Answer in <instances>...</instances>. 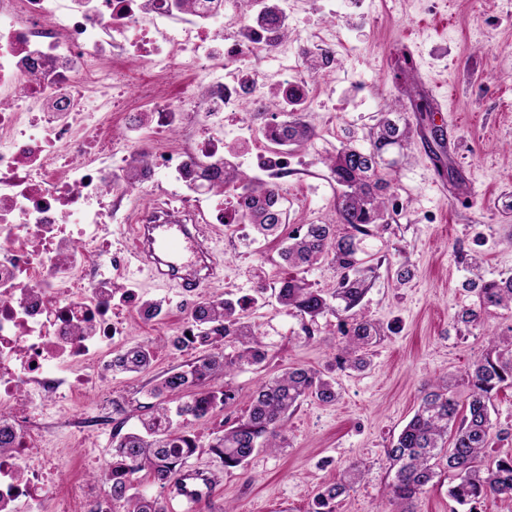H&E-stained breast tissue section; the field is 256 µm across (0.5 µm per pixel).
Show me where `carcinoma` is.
Listing matches in <instances>:
<instances>
[{
	"label": "carcinoma",
	"mask_w": 512,
	"mask_h": 512,
	"mask_svg": "<svg viewBox=\"0 0 512 512\" xmlns=\"http://www.w3.org/2000/svg\"><path fill=\"white\" fill-rule=\"evenodd\" d=\"M414 120L384 115L369 135V146L348 137L336 154L327 158V167L337 185L343 187L336 200L339 223L347 231L336 234L332 224H309L304 233L288 235L282 260L303 273L318 260L328 257L340 272L338 286L331 296L309 286L304 277L287 276L278 282L276 299L287 312L307 319L303 332L315 339L313 324L328 312L341 310L340 332L344 337L333 360L341 368L363 369L368 365L363 349L381 336L382 327L355 312L368 290L361 266L370 257L366 242L376 238L387 222L388 170L394 162L386 159L393 148L411 145L414 132L431 117L433 105L424 94L410 98ZM315 135L300 116L276 126L272 142L300 148ZM224 189L234 191L240 218L263 238L280 235L286 220L285 190L276 181L257 182L233 166L224 167ZM478 304L464 308L457 321L466 325L480 322L481 316L496 308L512 309V277L499 281L467 283ZM240 301L224 298L199 306L189 314L198 335L193 337L211 352L172 370L154 389L155 403L139 406L138 430L125 433L124 410L113 419L112 463L100 474L108 485L116 512H167L158 498L134 491L137 474L147 471L154 483L164 488L179 485L186 477L185 466L195 454L191 435L182 431L177 419L205 417L217 403L235 399L229 385L215 389L206 383L222 375L231 376L244 365L260 366L268 356L264 336L244 320ZM236 344L234 354L226 355L222 345ZM152 362V348L136 343L121 356V367L128 372L146 370ZM470 393L460 403L452 379L443 378L424 389L419 408L398 433L386 451L393 471L384 491L380 512H414L418 495L436 484L439 469L452 476L448 497L465 512H478L477 505L489 497L512 498V453L486 454L494 425L493 398L504 387H512V336H495L487 351L467 372ZM339 397L336 381L327 373L293 367L261 383L254 392L247 415L224 428L209 445L225 469L243 467L261 450L287 447L288 416L306 398L333 404ZM363 477L360 466L350 464L342 481L322 489L313 500L311 512H336V500Z\"/></svg>",
	"instance_id": "carcinoma-1"
}]
</instances>
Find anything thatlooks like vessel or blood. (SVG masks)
Here are the masks:
<instances>
[{"instance_id":"obj_1","label":"vessel or blood","mask_w":512,"mask_h":512,"mask_svg":"<svg viewBox=\"0 0 512 512\" xmlns=\"http://www.w3.org/2000/svg\"><path fill=\"white\" fill-rule=\"evenodd\" d=\"M214 232L210 224H155L147 240H135L134 257L155 279L179 281L192 292L200 284L193 271L201 257L209 259L208 278L222 265L212 247Z\"/></svg>"}]
</instances>
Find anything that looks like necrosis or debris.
Masks as SVG:
<instances>
[{
    "mask_svg": "<svg viewBox=\"0 0 512 512\" xmlns=\"http://www.w3.org/2000/svg\"><path fill=\"white\" fill-rule=\"evenodd\" d=\"M240 0H0V512H110L105 487L61 478L35 406L79 404L115 371L107 224H233L225 163L281 178L287 152L224 141L225 120L273 88L313 104L297 76L326 70L336 36L285 39L297 0L257 23ZM196 126L192 140L181 139ZM172 201L116 214L112 194L155 179Z\"/></svg>",
    "mask_w": 512,
    "mask_h": 512,
    "instance_id": "obj_1",
    "label": "necrosis or debris"
}]
</instances>
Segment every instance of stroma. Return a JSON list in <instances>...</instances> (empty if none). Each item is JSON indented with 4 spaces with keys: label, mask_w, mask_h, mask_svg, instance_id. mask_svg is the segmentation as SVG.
Here are the masks:
<instances>
[{
    "label": "stroma",
    "mask_w": 512,
    "mask_h": 512,
    "mask_svg": "<svg viewBox=\"0 0 512 512\" xmlns=\"http://www.w3.org/2000/svg\"><path fill=\"white\" fill-rule=\"evenodd\" d=\"M506 7L505 0H375L376 21L370 24L348 0H305L301 35L333 28L338 42L318 101L305 115L316 136L293 152L281 179L287 231L311 222L336 223L340 188L323 159L335 154L345 130L367 140L380 114L405 99L392 64L394 49L403 43L415 53L414 90L443 96L439 127L466 186L454 190L422 136L399 158L389 188L397 209L368 248L375 267L360 304L388 333L372 346L364 370L331 369L333 348L342 341L335 314L320 317L317 337L308 341L300 317L279 305L274 289L288 271L280 257L283 241L259 238L247 224L223 225L215 246L224 258V275L204 283L200 293L242 300L247 320L267 336L268 357L263 369L246 365L234 372L233 401L206 418L180 420L199 444L187 469L217 475L211 489L190 500L178 487H159L148 473H139V488L163 499L168 512H309L318 491L339 481L352 461L365 476L338 499L336 512H377L387 482L385 450L413 416L427 383L460 376L492 336L512 327V311L503 309L474 326L456 321L459 311L477 302L464 287L472 257L481 258L485 279L512 276V27L499 22ZM358 81L370 87L362 102L351 97ZM106 233L124 283L139 297L167 304L158 324L129 317L125 307L112 308L114 318L128 321V342L152 345L147 370L112 376L113 390L136 406L148 402L168 372L186 367L199 353L170 343L189 300L178 282L138 270L123 225L109 224ZM402 266L412 271L403 284L396 280ZM297 366L331 369L336 403L302 401L288 419L285 452H261L246 466L224 469L209 443L226 423L246 415L261 379ZM112 445L111 432L88 433L85 443L71 448L70 463L85 476L102 472Z\"/></svg>",
    "instance_id": "1"
}]
</instances>
